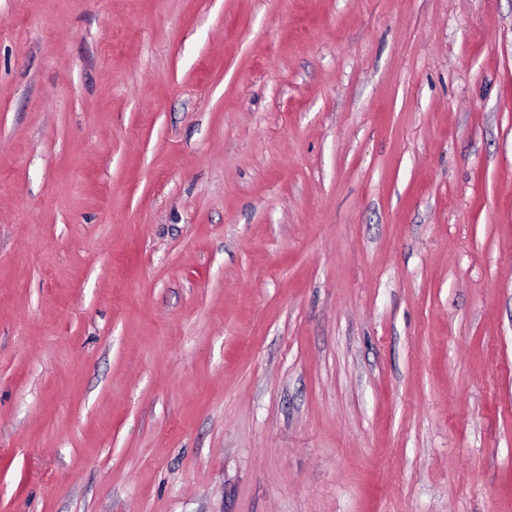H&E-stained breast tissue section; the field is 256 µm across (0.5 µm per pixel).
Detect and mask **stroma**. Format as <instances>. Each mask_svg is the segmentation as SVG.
<instances>
[{
    "instance_id": "obj_1",
    "label": "stroma",
    "mask_w": 512,
    "mask_h": 512,
    "mask_svg": "<svg viewBox=\"0 0 512 512\" xmlns=\"http://www.w3.org/2000/svg\"><path fill=\"white\" fill-rule=\"evenodd\" d=\"M0 512H512V0H0Z\"/></svg>"
}]
</instances>
